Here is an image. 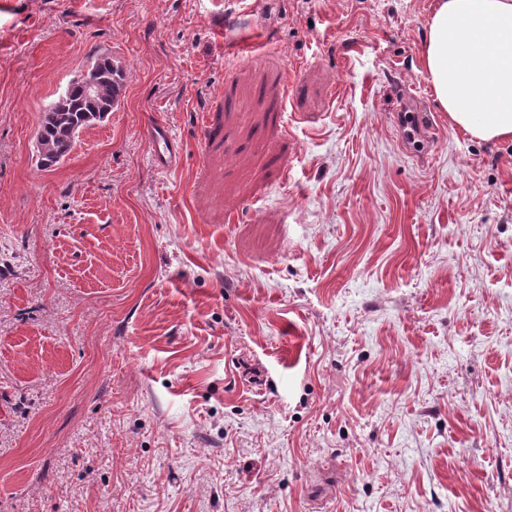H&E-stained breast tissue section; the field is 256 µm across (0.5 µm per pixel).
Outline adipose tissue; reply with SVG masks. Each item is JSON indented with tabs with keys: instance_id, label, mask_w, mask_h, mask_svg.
Instances as JSON below:
<instances>
[{
	"instance_id": "adipose-tissue-1",
	"label": "adipose tissue",
	"mask_w": 512,
	"mask_h": 512,
	"mask_svg": "<svg viewBox=\"0 0 512 512\" xmlns=\"http://www.w3.org/2000/svg\"><path fill=\"white\" fill-rule=\"evenodd\" d=\"M427 28L422 66L453 127L512 139V0H435Z\"/></svg>"
}]
</instances>
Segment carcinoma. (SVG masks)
I'll return each instance as SVG.
<instances>
[{
    "mask_svg": "<svg viewBox=\"0 0 512 512\" xmlns=\"http://www.w3.org/2000/svg\"><path fill=\"white\" fill-rule=\"evenodd\" d=\"M124 80L125 72L112 56L89 57L86 73L72 79L58 101L44 114L36 142L40 168L59 163L71 152L82 129L106 119L117 106ZM88 81L96 83L97 98L93 101L83 92Z\"/></svg>",
    "mask_w": 512,
    "mask_h": 512,
    "instance_id": "cac0c4a2",
    "label": "carcinoma"
}]
</instances>
